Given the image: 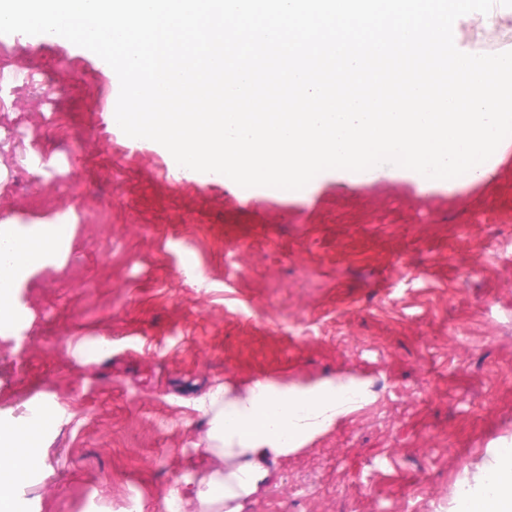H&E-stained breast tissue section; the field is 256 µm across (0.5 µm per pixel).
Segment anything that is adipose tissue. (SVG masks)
<instances>
[{
    "mask_svg": "<svg viewBox=\"0 0 512 512\" xmlns=\"http://www.w3.org/2000/svg\"><path fill=\"white\" fill-rule=\"evenodd\" d=\"M59 228L22 232L0 225V321L12 315L11 295L19 274L38 261L56 258ZM356 397L345 385L315 393L293 394L272 384L242 390L220 386L199 401L209 420L206 438L213 464L191 490L173 488L167 512H241L244 499L269 480L268 457L288 452L297 441L353 408ZM491 487L467 495L464 512H512V448L500 449L491 465Z\"/></svg>",
    "mask_w": 512,
    "mask_h": 512,
    "instance_id": "adipose-tissue-1",
    "label": "adipose tissue"
}]
</instances>
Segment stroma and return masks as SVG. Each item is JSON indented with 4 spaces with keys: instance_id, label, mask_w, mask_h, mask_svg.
<instances>
[{
    "instance_id": "stroma-1",
    "label": "stroma",
    "mask_w": 512,
    "mask_h": 512,
    "mask_svg": "<svg viewBox=\"0 0 512 512\" xmlns=\"http://www.w3.org/2000/svg\"><path fill=\"white\" fill-rule=\"evenodd\" d=\"M453 36L512 51V8ZM0 57V110L25 116L0 123V225L66 230L0 322V426L55 418L0 512H165L210 467L197 400L220 385L365 393L242 512H448L512 448V137L478 182L380 164L246 189L125 135L88 49L0 34Z\"/></svg>"
}]
</instances>
